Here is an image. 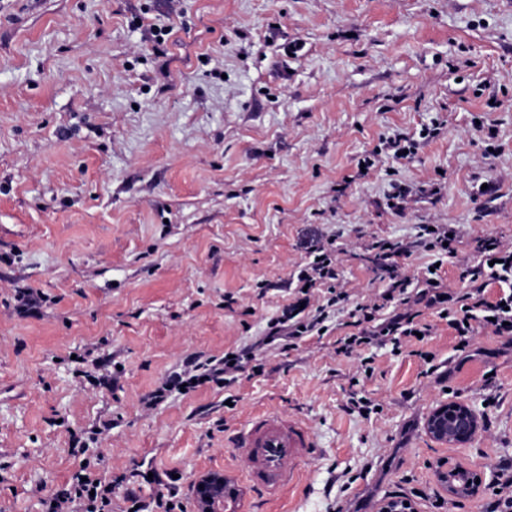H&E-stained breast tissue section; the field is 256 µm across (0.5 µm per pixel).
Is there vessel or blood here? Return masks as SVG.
Segmentation results:
<instances>
[{
  "label": "vessel or blood",
  "instance_id": "b4317fda",
  "mask_svg": "<svg viewBox=\"0 0 512 512\" xmlns=\"http://www.w3.org/2000/svg\"><path fill=\"white\" fill-rule=\"evenodd\" d=\"M314 446L307 427L276 412L250 417L239 430L236 449L253 488L274 496L293 485Z\"/></svg>",
  "mask_w": 512,
  "mask_h": 512
}]
</instances>
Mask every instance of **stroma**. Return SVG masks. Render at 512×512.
I'll list each match as a JSON object with an SVG mask.
<instances>
[{"label": "stroma", "instance_id": "stroma-1", "mask_svg": "<svg viewBox=\"0 0 512 512\" xmlns=\"http://www.w3.org/2000/svg\"><path fill=\"white\" fill-rule=\"evenodd\" d=\"M424 126L411 158L359 168ZM420 224L460 226L458 291L473 238L512 241V0H0V512H42L84 467L112 512L131 492L155 512L150 472L176 475V512H200L211 475L236 482V512H378L398 492L481 512L512 457V346L459 347L427 309L432 335L400 352L339 350L384 287L372 243ZM312 234L348 294L325 334L149 406L187 359L263 336ZM448 402L478 414L467 444L425 430ZM266 410L316 445L274 499L234 448ZM457 466L478 494L443 490Z\"/></svg>", "mask_w": 512, "mask_h": 512}]
</instances>
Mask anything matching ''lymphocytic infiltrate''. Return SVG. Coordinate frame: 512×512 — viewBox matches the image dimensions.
Wrapping results in <instances>:
<instances>
[{
    "mask_svg": "<svg viewBox=\"0 0 512 512\" xmlns=\"http://www.w3.org/2000/svg\"><path fill=\"white\" fill-rule=\"evenodd\" d=\"M455 224L418 225L415 237L408 243L380 241L375 243L374 262L385 274L389 284L364 305L357 306L355 314L360 324L358 332L345 338L342 352L350 354L365 346L392 344L401 347L410 338L429 336L432 326L421 319L422 309L444 316L460 344H467L475 327H482L492 335L512 344V243L495 237L478 239L476 249L480 262L462 271L467 280L465 291L453 293L442 282L441 264L456 256L450 236L458 234ZM308 260L300 267L296 278L307 289H326L327 295L313 310L307 311L300 303L289 304L281 315L271 318L265 334L257 346H247L235 352L233 359L213 360L206 365L191 364V371L201 372L203 379L216 384H231L243 370L245 363L255 359L259 346L280 344L295 348L298 339L324 334L330 313L344 301L338 292V256L332 242L319 238L302 244ZM422 251L433 256L435 267H423L416 278L398 277L397 257ZM498 285L496 297H489L491 285ZM46 512H112L109 487L95 478L80 480L71 489L50 497Z\"/></svg>",
    "mask_w": 512,
    "mask_h": 512,
    "instance_id": "obj_1",
    "label": "lymphocytic infiltrate"
}]
</instances>
